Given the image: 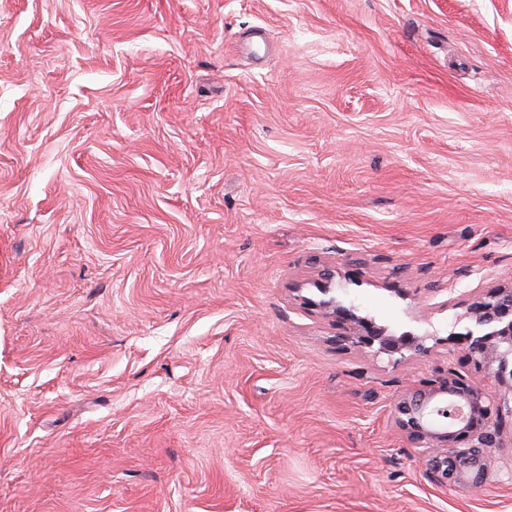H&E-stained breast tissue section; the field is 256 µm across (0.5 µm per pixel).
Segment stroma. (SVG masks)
<instances>
[{"label":"stroma","instance_id":"35a3bbf8","mask_svg":"<svg viewBox=\"0 0 512 512\" xmlns=\"http://www.w3.org/2000/svg\"><path fill=\"white\" fill-rule=\"evenodd\" d=\"M510 285L512 0H0V512H512L396 411ZM363 332L358 333L356 336H345L346 340H351L360 347L373 348L375 343L379 345L377 352H387L389 354L400 353L403 349L412 351L415 354L423 353L426 348L423 341L415 336H400L394 338L386 336L384 331L374 325L363 327Z\"/></svg>","mask_w":512,"mask_h":512}]
</instances>
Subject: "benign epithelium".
Here are the masks:
<instances>
[{
    "instance_id": "7a95c632",
    "label": "benign epithelium",
    "mask_w": 512,
    "mask_h": 512,
    "mask_svg": "<svg viewBox=\"0 0 512 512\" xmlns=\"http://www.w3.org/2000/svg\"><path fill=\"white\" fill-rule=\"evenodd\" d=\"M475 328L455 334L476 361L495 367V376L512 384V288H494L471 306ZM360 347L379 345L389 354L407 349L426 351L415 336L394 338L373 325L349 337ZM399 423L423 448L439 452L428 459L429 477L446 486L466 482L478 486L485 479L486 460L503 447L499 421L512 417V400L495 402L479 387L448 379L429 390H418L400 402ZM460 435L469 437L468 447L452 449Z\"/></svg>"
}]
</instances>
